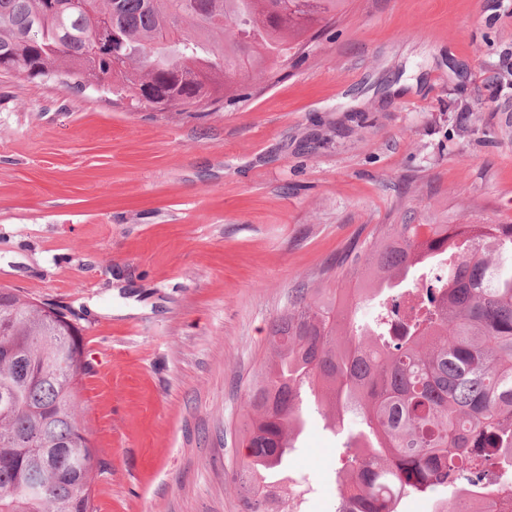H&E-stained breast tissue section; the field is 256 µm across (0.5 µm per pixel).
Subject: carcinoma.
Wrapping results in <instances>:
<instances>
[{"instance_id": "cac0c4a2", "label": "carcinoma", "mask_w": 512, "mask_h": 512, "mask_svg": "<svg viewBox=\"0 0 512 512\" xmlns=\"http://www.w3.org/2000/svg\"><path fill=\"white\" fill-rule=\"evenodd\" d=\"M341 0H0V62L64 91L138 108L231 101L336 16ZM102 31L107 55L91 58ZM358 296L300 288L270 328L239 427L241 512L285 476L307 397L357 422L336 512H397L457 486L435 512L512 500V224H384ZM81 329L0 288V512H95L96 451Z\"/></svg>"}]
</instances>
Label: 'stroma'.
<instances>
[{"label":"stroma","instance_id":"obj_1","mask_svg":"<svg viewBox=\"0 0 512 512\" xmlns=\"http://www.w3.org/2000/svg\"><path fill=\"white\" fill-rule=\"evenodd\" d=\"M512 5L343 0L212 115L0 76V288L74 313L97 512H238L237 424L299 288L383 224H512ZM288 457L334 512L346 432Z\"/></svg>","mask_w":512,"mask_h":512}]
</instances>
